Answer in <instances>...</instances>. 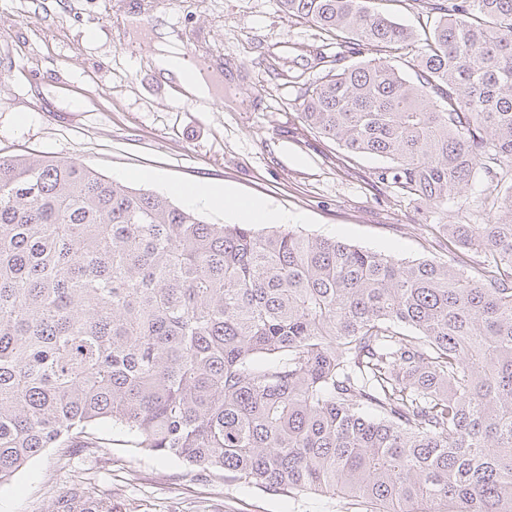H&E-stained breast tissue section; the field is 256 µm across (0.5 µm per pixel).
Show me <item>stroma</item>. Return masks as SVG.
Segmentation results:
<instances>
[{
  "instance_id": "stroma-1",
  "label": "stroma",
  "mask_w": 512,
  "mask_h": 512,
  "mask_svg": "<svg viewBox=\"0 0 512 512\" xmlns=\"http://www.w3.org/2000/svg\"><path fill=\"white\" fill-rule=\"evenodd\" d=\"M142 18L149 30L121 26ZM174 46L223 74L224 102L187 110L148 62ZM275 0H0V155L84 163L123 185L166 194L219 184L269 203L311 236L397 259L450 252L440 224H476L462 201L425 213L371 174L385 158H346L300 119L304 90L336 54ZM86 448H49L0 484V512H50L73 484L112 495V512H357L331 495L289 497L228 482L99 425Z\"/></svg>"
}]
</instances>
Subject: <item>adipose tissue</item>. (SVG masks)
Instances as JSON below:
<instances>
[{"mask_svg": "<svg viewBox=\"0 0 512 512\" xmlns=\"http://www.w3.org/2000/svg\"><path fill=\"white\" fill-rule=\"evenodd\" d=\"M154 70L164 79L174 82L178 94L186 99L211 103L215 100V89L198 71L193 62L183 58L168 40L155 46L151 58ZM186 203L205 207H224L237 211L251 223L261 224L276 220L275 212L261 202L236 196L231 191L205 185H178L174 188Z\"/></svg>", "mask_w": 512, "mask_h": 512, "instance_id": "1", "label": "adipose tissue"}]
</instances>
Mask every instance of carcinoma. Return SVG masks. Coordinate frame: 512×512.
Returning <instances> with one entry per match:
<instances>
[{
  "mask_svg": "<svg viewBox=\"0 0 512 512\" xmlns=\"http://www.w3.org/2000/svg\"><path fill=\"white\" fill-rule=\"evenodd\" d=\"M278 2L342 48L304 122L426 209L480 178L484 223L437 225L449 261H402L0 155V483L109 421L266 491L512 512V0H411L419 34L369 0Z\"/></svg>",
  "mask_w": 512,
  "mask_h": 512,
  "instance_id": "cac0c4a2",
  "label": "carcinoma"
}]
</instances>
